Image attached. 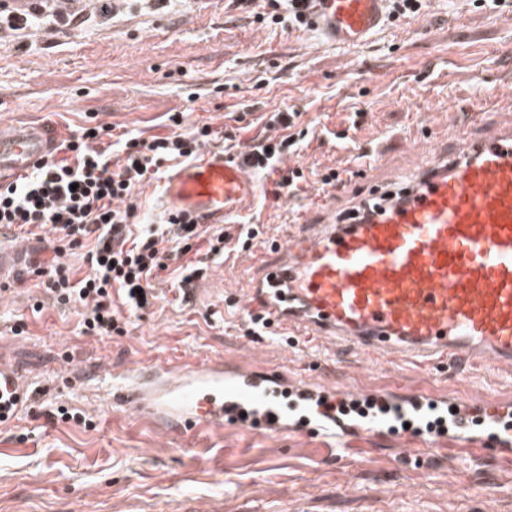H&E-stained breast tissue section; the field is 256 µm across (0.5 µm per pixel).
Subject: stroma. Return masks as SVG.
Returning <instances> with one entry per match:
<instances>
[{
	"instance_id": "35a3bbf8",
	"label": "stroma",
	"mask_w": 512,
	"mask_h": 512,
	"mask_svg": "<svg viewBox=\"0 0 512 512\" xmlns=\"http://www.w3.org/2000/svg\"><path fill=\"white\" fill-rule=\"evenodd\" d=\"M75 13L57 28L58 11ZM512 0H427L420 14L384 21L357 52L336 48L311 29H292L264 8L236 0H47L42 27H0V128L28 126L63 138L81 126L108 124L148 137L168 133L172 113L185 126L223 131V107L238 103L253 116L288 108L318 138L285 166L315 175L296 195H274L271 180L238 205L231 221L257 218L251 249L210 264L213 291L176 302L159 279L150 309L123 312L126 332L82 334L77 309L46 305L32 315L35 288L0 299V352L29 385L43 390L0 431V512H182L184 501L210 512H512V470L493 457L455 462L427 457L422 466L391 449L359 452L344 463L325 457L317 439L245 434L228 426L190 446L112 407L96 374L162 360L254 358L292 375L317 376L339 388L420 384L461 397L512 394V373L469 366L441 372L361 357L353 346L287 344L246 334L241 305L252 286L253 257L273 255L297 208H313L319 174L347 173L361 157L382 156L393 169L412 164V143L430 148L449 121H486L512 97L502 77L512 70V25L500 15ZM364 113L350 130L352 112ZM349 131L337 144L334 135ZM27 329L14 335L17 318ZM76 407L94 423L49 420L45 403Z\"/></svg>"
}]
</instances>
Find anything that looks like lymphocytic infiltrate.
I'll use <instances>...</instances> for the list:
<instances>
[{
	"mask_svg": "<svg viewBox=\"0 0 512 512\" xmlns=\"http://www.w3.org/2000/svg\"><path fill=\"white\" fill-rule=\"evenodd\" d=\"M226 117L223 132L207 124L185 131L177 112L175 132L148 139L104 124L84 127L30 171L0 182V227L41 245L19 282L36 278L54 303L78 308L83 334L100 337L123 334L122 310L153 305L154 283L169 266L178 270L179 300H188L205 262L249 249L259 227L249 221L210 231L173 214L166 223L141 225L137 194L163 178L166 162L195 159L220 136L237 141L246 117L232 111ZM264 119L265 136L251 139L237 158L254 174L274 177L277 191L297 193L307 177L283 160L309 145L311 131L295 112L276 109ZM75 255L86 272L71 264Z\"/></svg>",
	"mask_w": 512,
	"mask_h": 512,
	"instance_id": "lymphocytic-infiltrate-1",
	"label": "lymphocytic infiltrate"
}]
</instances>
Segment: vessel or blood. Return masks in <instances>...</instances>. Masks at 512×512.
Returning <instances> with one entry per match:
<instances>
[{"label":"vessel or blood","instance_id":"1","mask_svg":"<svg viewBox=\"0 0 512 512\" xmlns=\"http://www.w3.org/2000/svg\"><path fill=\"white\" fill-rule=\"evenodd\" d=\"M387 0H323L310 27L331 44L365 47L382 27ZM38 129L0 133V176L24 172L50 149ZM259 191L240 162L206 154L164 183L167 211L199 224H221L241 201ZM322 210L298 212V230L280 247V260L262 265L252 290L257 303L289 335L329 338L427 369L479 365L512 370V118L480 127L472 136L450 125L447 137L419 151L411 170L395 181L372 182L368 194L339 205L336 190L320 195ZM27 256L25 247L0 244V286ZM112 378L107 392L126 416L146 419L167 436L190 444L207 432L234 426L249 433L319 438L326 456L344 459L332 403L346 408L378 401L389 414L419 416L436 393L412 385L373 397L343 396L316 380L255 363L217 358L145 363ZM26 380L0 360V428L28 407ZM452 427L420 430L401 440L398 455L476 460L495 455L512 467V430L499 432L505 404L488 405L487 435L472 432V402L452 407ZM386 416L347 421L360 439L381 435Z\"/></svg>","mask_w":512,"mask_h":512}]
</instances>
